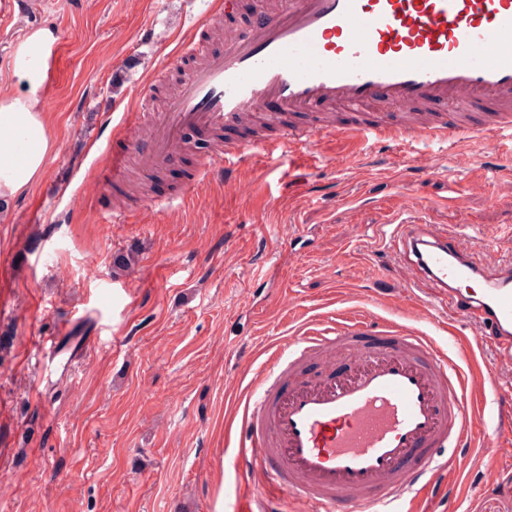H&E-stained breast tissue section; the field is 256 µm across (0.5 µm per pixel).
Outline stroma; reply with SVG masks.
Instances as JSON below:
<instances>
[{"instance_id": "35a3bbf8", "label": "stroma", "mask_w": 512, "mask_h": 512, "mask_svg": "<svg viewBox=\"0 0 512 512\" xmlns=\"http://www.w3.org/2000/svg\"><path fill=\"white\" fill-rule=\"evenodd\" d=\"M213 2L27 0L0 27V93L30 30L53 27L60 49L46 171L0 207V512H226L246 487L233 467L237 407L299 318L362 304L414 323L397 303L401 262L379 235L397 195L512 257V205H444L468 173L450 155L435 176L411 169L428 148L419 141L371 145L344 173L329 162L350 149L344 139L292 162L255 154L235 182L173 205L213 146L211 131L189 127L199 147L158 170L159 192L129 198L103 183L100 154L148 143L142 127L117 133L115 118ZM112 211L119 222L99 221ZM131 250L137 264L115 269ZM456 328L426 331L448 354L468 347L471 371L493 368L468 325ZM74 332L75 350L39 343ZM491 462L472 450L446 512H512V498L481 484Z\"/></svg>"}]
</instances>
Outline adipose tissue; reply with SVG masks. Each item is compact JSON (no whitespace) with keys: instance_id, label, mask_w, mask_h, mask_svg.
Masks as SVG:
<instances>
[{"instance_id":"obj_1","label":"adipose tissue","mask_w":512,"mask_h":512,"mask_svg":"<svg viewBox=\"0 0 512 512\" xmlns=\"http://www.w3.org/2000/svg\"><path fill=\"white\" fill-rule=\"evenodd\" d=\"M57 36L44 27L27 35L14 54L13 90L0 96V200L28 191L43 174L53 143L44 107Z\"/></svg>"}]
</instances>
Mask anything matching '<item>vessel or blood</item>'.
<instances>
[{
  "label": "vessel or blood",
  "instance_id": "obj_1",
  "mask_svg": "<svg viewBox=\"0 0 512 512\" xmlns=\"http://www.w3.org/2000/svg\"><path fill=\"white\" fill-rule=\"evenodd\" d=\"M199 21L156 69L160 84L200 54L179 93L149 115L138 160L173 163L185 128H232L199 169V182L233 181L235 160L292 153L327 137L444 146L470 176L446 204L487 194L490 179L458 147L460 135L512 138V0H258L253 21L224 28L213 52ZM491 112L473 114L481 102ZM279 125L275 139L261 125ZM387 235L410 280L427 281L425 320L449 311L467 323L499 368L473 373L419 328L366 311L307 323L268 358L238 421L235 468L258 490L231 512H415L422 489L456 469L473 437L485 451L512 435V416L486 408L512 394V260L431 224L400 200ZM322 370L307 377L305 369Z\"/></svg>",
  "mask_w": 512,
  "mask_h": 512
}]
</instances>
